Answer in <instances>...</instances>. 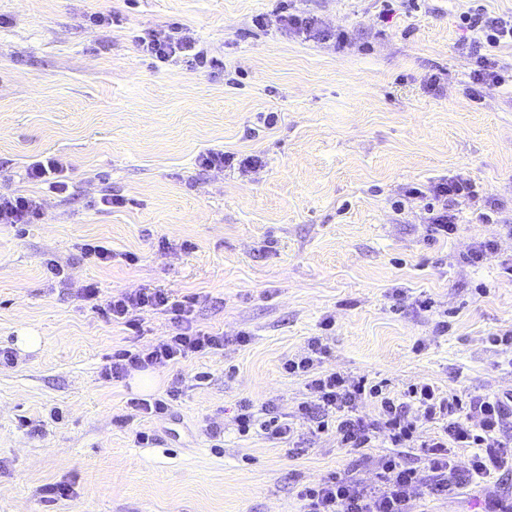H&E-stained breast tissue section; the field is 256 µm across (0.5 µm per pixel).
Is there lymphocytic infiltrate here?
<instances>
[{"mask_svg":"<svg viewBox=\"0 0 512 512\" xmlns=\"http://www.w3.org/2000/svg\"><path fill=\"white\" fill-rule=\"evenodd\" d=\"M460 21L462 28L482 34L486 44L485 50L473 52L474 84L483 91L500 87L504 79L493 51L506 44L512 46V16L494 17L479 5L462 13ZM141 44L148 55L163 62L179 59L200 66L207 62L198 41L187 34L155 32ZM406 193L422 202L425 230L432 240L456 233L454 204L458 199L477 202L478 218L484 224L491 223L500 206L497 198L471 179H442L425 189L407 187ZM194 305L192 297L180 298L151 287L115 295L103 304L106 314L137 334L143 330L142 315L147 311L169 316L174 326L172 335L155 345L113 353L105 378L122 380L133 371L223 348L222 335L195 326ZM328 353L327 345L315 337L309 341L305 355L284 362L286 372L302 374L306 379L310 398L299 406L302 418L313 423L316 432L336 431L344 447L371 448L383 440L392 445L393 451L380 458L375 485L334 471L317 483L302 486L297 496L303 512H412L411 501L417 491H448L459 468H466L470 479L479 481L493 472L512 470V436L505 433L512 420V397L474 395L464 399L453 393L442 394L426 382L410 385L395 396L382 384L322 370ZM365 401L374 404L375 416L359 415L358 406ZM431 420L442 421V431L426 441L419 435V426ZM236 422L242 433L257 428L269 437L288 442L295 435L292 422L278 416L270 405L259 416L250 402H241ZM414 446L421 447L422 454L418 462L411 463L405 460L403 451ZM464 447L473 449L474 454L462 466L451 451Z\"/></svg>","mask_w":512,"mask_h":512,"instance_id":"lymphocytic-infiltrate-1","label":"lymphocytic infiltrate"}]
</instances>
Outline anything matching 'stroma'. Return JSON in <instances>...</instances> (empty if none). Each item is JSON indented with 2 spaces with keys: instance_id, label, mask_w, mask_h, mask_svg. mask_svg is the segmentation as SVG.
<instances>
[{
  "instance_id": "35a3bbf8",
  "label": "stroma",
  "mask_w": 512,
  "mask_h": 512,
  "mask_svg": "<svg viewBox=\"0 0 512 512\" xmlns=\"http://www.w3.org/2000/svg\"><path fill=\"white\" fill-rule=\"evenodd\" d=\"M469 4L392 0L383 23L382 0H294L346 32L339 48L289 33L279 0H0V192L43 203L40 223L0 224V347L24 329L42 338L0 366V512H300L297 488L327 473L376 481L385 445L361 453L302 421L298 453L237 430L244 400L295 417L309 394L282 361L317 336L324 369L395 394L422 381L462 397L512 389L488 342L512 329L498 266L512 257V85L473 99ZM174 23L223 69L153 63L139 36ZM263 112L279 113L275 127ZM209 149L260 162L205 170ZM48 154L67 164L65 193L27 178ZM448 177L498 198L497 223H477L462 199L457 232L427 239L404 190ZM112 194L122 205L102 206ZM488 239L497 257L465 262ZM89 241L106 242L111 263L83 260ZM48 258L67 282L49 279ZM89 282L104 301L146 285L196 297L198 327L224 335L223 349L157 368L151 397L182 388L167 414L138 412L129 380L102 372L116 349L171 334L168 317L145 314L135 335L78 297ZM57 482L71 497L44 506ZM509 498L512 473L463 478L417 494L413 510Z\"/></svg>"
}]
</instances>
